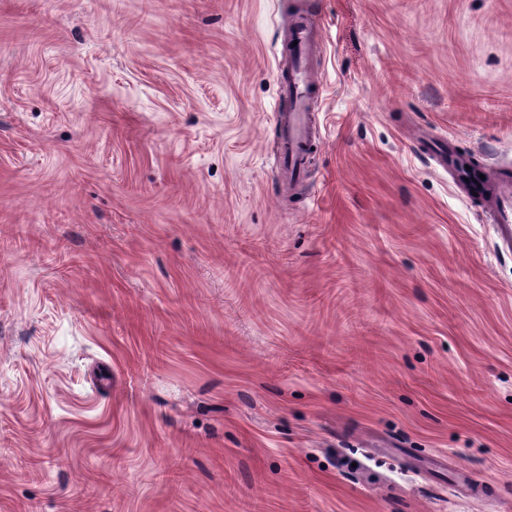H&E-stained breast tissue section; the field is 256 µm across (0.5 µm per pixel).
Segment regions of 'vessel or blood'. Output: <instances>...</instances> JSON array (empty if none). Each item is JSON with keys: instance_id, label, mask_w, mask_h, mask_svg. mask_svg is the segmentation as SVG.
Returning a JSON list of instances; mask_svg holds the SVG:
<instances>
[{"instance_id": "b4317fda", "label": "vessel or blood", "mask_w": 512, "mask_h": 512, "mask_svg": "<svg viewBox=\"0 0 512 512\" xmlns=\"http://www.w3.org/2000/svg\"><path fill=\"white\" fill-rule=\"evenodd\" d=\"M313 24L303 15L297 16L285 35L292 50L288 55V79L285 83L286 104L278 109L275 120L281 131L285 171L299 174L305 164L310 138L307 111L314 95V86L305 64V54L312 42ZM487 192L493 198L490 220L495 226L499 247L512 250V173L502 172Z\"/></svg>"}]
</instances>
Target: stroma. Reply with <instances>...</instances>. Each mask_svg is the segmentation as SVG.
<instances>
[{"mask_svg": "<svg viewBox=\"0 0 512 512\" xmlns=\"http://www.w3.org/2000/svg\"><path fill=\"white\" fill-rule=\"evenodd\" d=\"M430 140L512 167V0H0V512H512V252ZM313 24L304 15H298L287 30L284 41L292 47L288 58V81L285 83L287 106L276 112L275 120L281 131L285 172L298 175L305 164V146L310 139L307 111L314 95V86L305 65V54L313 36ZM297 45L293 46V42Z\"/></svg>", "mask_w": 512, "mask_h": 512, "instance_id": "stroma-1", "label": "stroma"}]
</instances>
